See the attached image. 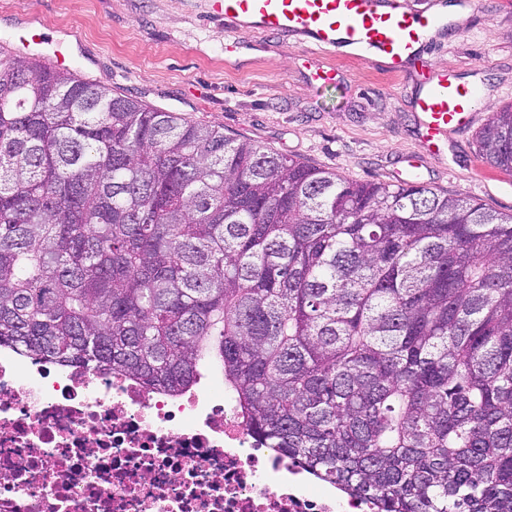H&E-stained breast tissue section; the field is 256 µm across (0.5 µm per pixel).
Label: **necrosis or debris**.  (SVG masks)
I'll use <instances>...</instances> for the list:
<instances>
[{
  "label": "necrosis or debris",
  "mask_w": 512,
  "mask_h": 512,
  "mask_svg": "<svg viewBox=\"0 0 512 512\" xmlns=\"http://www.w3.org/2000/svg\"><path fill=\"white\" fill-rule=\"evenodd\" d=\"M0 512H374L260 447L233 395L0 346Z\"/></svg>",
  "instance_id": "4bbe7bcc"
}]
</instances>
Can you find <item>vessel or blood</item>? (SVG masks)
Returning a JSON list of instances; mask_svg holds the SVG:
<instances>
[{
    "label": "vessel or blood",
    "mask_w": 512,
    "mask_h": 512,
    "mask_svg": "<svg viewBox=\"0 0 512 512\" xmlns=\"http://www.w3.org/2000/svg\"><path fill=\"white\" fill-rule=\"evenodd\" d=\"M224 25L240 49L243 33L280 35L319 52L346 54L377 63L384 71L406 74L417 83L410 100L418 136L417 150L403 160L397 178L414 175L422 156L443 154L450 135L474 118V89L450 71L430 62L433 48L453 36L457 22L448 18L447 0L422 11L403 0H222Z\"/></svg>",
    "instance_id": "1"
}]
</instances>
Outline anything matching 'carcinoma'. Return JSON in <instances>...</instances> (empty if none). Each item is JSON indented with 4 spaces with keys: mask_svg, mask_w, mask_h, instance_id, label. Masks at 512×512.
Instances as JSON below:
<instances>
[{
    "mask_svg": "<svg viewBox=\"0 0 512 512\" xmlns=\"http://www.w3.org/2000/svg\"><path fill=\"white\" fill-rule=\"evenodd\" d=\"M512 173V106L479 132ZM0 345L182 394L378 512H512V213L0 59Z\"/></svg>",
    "mask_w": 512,
    "mask_h": 512,
    "instance_id": "obj_1",
    "label": "carcinoma"
}]
</instances>
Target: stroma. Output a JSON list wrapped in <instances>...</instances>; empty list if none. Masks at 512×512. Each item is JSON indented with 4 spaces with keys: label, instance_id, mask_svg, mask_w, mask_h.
Returning <instances> with one entry per match:
<instances>
[{
    "label": "stroma",
    "instance_id": "35a3bbf8",
    "mask_svg": "<svg viewBox=\"0 0 512 512\" xmlns=\"http://www.w3.org/2000/svg\"><path fill=\"white\" fill-rule=\"evenodd\" d=\"M30 12L47 32L73 30L81 44L64 51L60 66L113 94L348 179L391 182L397 157L417 149L412 79L265 34H249L246 47L225 53L215 0H0V58L38 39L22 23ZM431 59L475 85L476 119L450 138L446 156L424 157L416 181L512 213V175L486 162L477 141L490 113L512 103V0H477L454 40ZM316 61L336 68L340 83L312 87Z\"/></svg>",
    "mask_w": 512,
    "mask_h": 512
}]
</instances>
